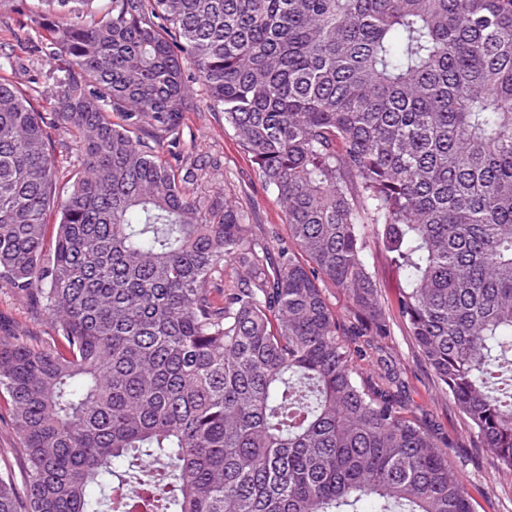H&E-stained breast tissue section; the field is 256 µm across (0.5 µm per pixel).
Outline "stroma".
Wrapping results in <instances>:
<instances>
[{"instance_id": "obj_1", "label": "stroma", "mask_w": 512, "mask_h": 512, "mask_svg": "<svg viewBox=\"0 0 512 512\" xmlns=\"http://www.w3.org/2000/svg\"><path fill=\"white\" fill-rule=\"evenodd\" d=\"M31 36L25 16L9 5L0 8V50L20 59L22 66L17 76L22 81L47 68L44 61L27 53L25 46ZM182 129L184 154L216 163L200 181V190L210 195L230 193L259 238L268 240L274 248L287 243L288 225L277 198L266 187L233 131L225 125L223 113L200 107L199 111L185 113ZM367 253L376 270L391 333L381 341L375 358L365 363V370H373L382 362L394 369L404 385L403 397L410 409L439 441L449 444V462L471 495L476 512H512V477L498 472L493 454L468 430L453 404L438 391L434 374L408 336L396 307L400 291L397 272L387 264L376 242H369ZM52 332V318L47 312L11 289L0 288V336L29 343ZM0 469L13 475L16 487H23L18 438L10 425L9 407L2 400Z\"/></svg>"}]
</instances>
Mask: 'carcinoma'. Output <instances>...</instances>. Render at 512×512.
I'll list each match as a JSON object with an SVG mask.
<instances>
[{
  "instance_id": "obj_1",
  "label": "carcinoma",
  "mask_w": 512,
  "mask_h": 512,
  "mask_svg": "<svg viewBox=\"0 0 512 512\" xmlns=\"http://www.w3.org/2000/svg\"><path fill=\"white\" fill-rule=\"evenodd\" d=\"M49 107L0 56V336L26 492L0 512H475L390 372L366 251L440 392L512 472V0H32ZM205 98L288 220L194 184ZM79 164L59 193L51 130ZM241 274L224 283V262ZM346 302L340 317L323 285ZM52 332V318L47 312L37 309L10 288H0V336H13L29 343Z\"/></svg>"
}]
</instances>
